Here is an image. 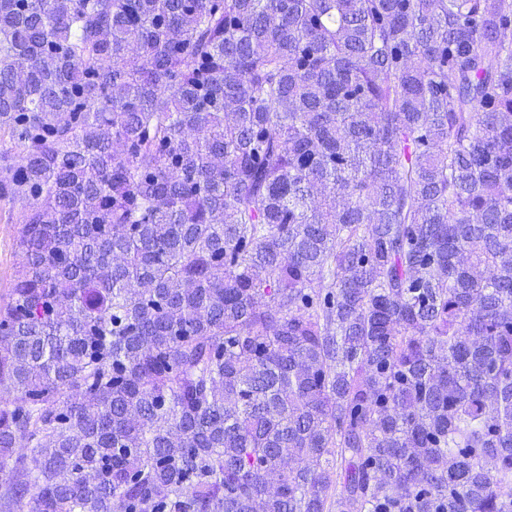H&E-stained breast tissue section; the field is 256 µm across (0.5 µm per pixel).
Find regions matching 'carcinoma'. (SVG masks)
<instances>
[{
    "label": "carcinoma",
    "instance_id": "obj_1",
    "mask_svg": "<svg viewBox=\"0 0 512 512\" xmlns=\"http://www.w3.org/2000/svg\"><path fill=\"white\" fill-rule=\"evenodd\" d=\"M0 30V512H512V0ZM21 225L6 219L0 220V295L9 288L15 273L24 263V257L16 247Z\"/></svg>",
    "mask_w": 512,
    "mask_h": 512
}]
</instances>
